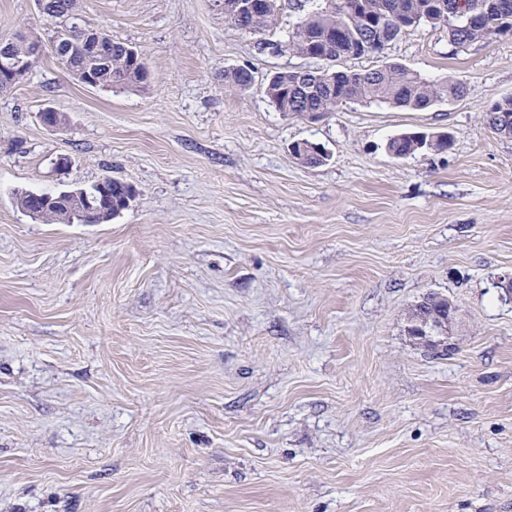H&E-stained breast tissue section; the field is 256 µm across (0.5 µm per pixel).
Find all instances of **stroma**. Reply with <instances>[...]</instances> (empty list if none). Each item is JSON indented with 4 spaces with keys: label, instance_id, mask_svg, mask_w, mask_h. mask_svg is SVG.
Here are the masks:
<instances>
[{
    "label": "stroma",
    "instance_id": "stroma-1",
    "mask_svg": "<svg viewBox=\"0 0 512 512\" xmlns=\"http://www.w3.org/2000/svg\"><path fill=\"white\" fill-rule=\"evenodd\" d=\"M80 10L151 78L81 84L36 0H0V41L43 45L0 92V512H512V138L485 121L512 33L458 52L423 27L339 60L466 93L314 120L264 92L309 59L259 52L224 0ZM242 66L253 85L225 90ZM407 131L452 146L393 158ZM303 140L330 160L301 164ZM108 176L137 194L104 224L16 205ZM430 291L458 308L441 353L406 332Z\"/></svg>",
    "mask_w": 512,
    "mask_h": 512
}]
</instances>
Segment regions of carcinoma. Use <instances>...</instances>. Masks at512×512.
I'll return each instance as SVG.
<instances>
[{
  "instance_id": "obj_1",
  "label": "carcinoma",
  "mask_w": 512,
  "mask_h": 512,
  "mask_svg": "<svg viewBox=\"0 0 512 512\" xmlns=\"http://www.w3.org/2000/svg\"><path fill=\"white\" fill-rule=\"evenodd\" d=\"M46 18L54 25L53 34L61 40H79V33L71 30L68 13H79L78 0H45ZM338 0H323L315 4L288 32L277 40H262L259 50H282L289 54L310 58L323 52L335 62L345 57L361 58L370 53H381L386 46L404 33L402 26L413 21L417 26L448 25L453 42L467 48L472 44L512 32V0H465L467 12L448 15L456 0H364L361 11L349 13L336 7ZM273 25V19L262 9L245 12L239 27L253 33H263ZM71 67L82 78H89L94 87H139L148 82L149 68L145 56H134L126 43L105 36L100 51L93 54L75 48ZM252 70L238 67L224 72V83L230 91L249 88ZM465 86L458 81L431 82L408 66L387 62L377 69L344 71L329 88L320 80L308 79L303 89L297 87V77L283 70L266 84L265 94L279 112H296L320 117L336 111L347 103H376L393 108L418 110L429 102L454 101L464 95ZM486 121L504 137H512V98H504L489 108ZM450 143L436 141L425 147L405 133L391 138L387 151L391 155L411 157L422 149L444 151ZM90 196L105 199L107 215L114 217L126 208L130 186L106 177L86 189ZM17 205L26 211L40 208L38 221L44 224H62L70 218L81 222L75 209L61 203L25 192L18 196Z\"/></svg>"
}]
</instances>
